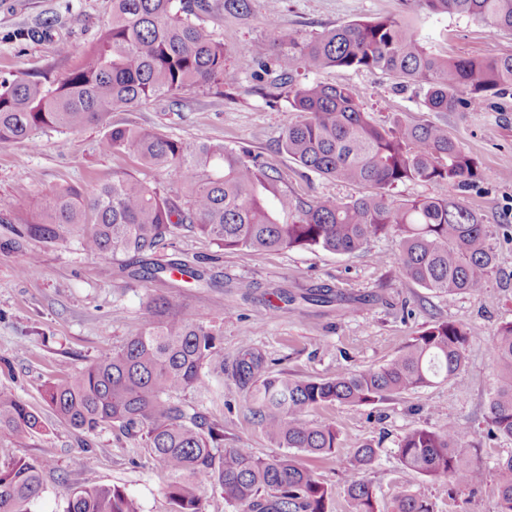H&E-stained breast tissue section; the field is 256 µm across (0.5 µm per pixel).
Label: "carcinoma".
Here are the masks:
<instances>
[{"label":"carcinoma","mask_w":512,"mask_h":512,"mask_svg":"<svg viewBox=\"0 0 512 512\" xmlns=\"http://www.w3.org/2000/svg\"><path fill=\"white\" fill-rule=\"evenodd\" d=\"M432 14L471 16L493 33H512V0H412ZM192 0H112V19L79 63L61 78L21 73L0 80V144L31 141L44 129L78 131L106 121L116 108L152 98L219 88L237 80L226 68L224 43L192 20ZM263 23L270 42L283 47L276 65L294 112L280 140L281 152L301 168L339 183L370 188L358 197L304 196L288 191L273 167L244 147L187 144L152 129L114 126L100 142L106 153L133 154L148 167L173 175L187 190L183 202L156 185L112 176L91 193L75 187L53 191L36 220L10 218L20 236L55 242L81 232L82 248L112 261L153 251L180 226L226 250L252 252L318 249L351 254L371 240L392 236L402 275L439 293H475L495 267V230L459 197L400 200L406 181L448 183L465 191L478 176L477 162L435 122L411 123L394 115L381 125L357 93L342 84L301 82L300 72L354 68L381 72L425 89L430 112L475 109L490 97L512 95V54L438 56L403 18L357 20L308 39L282 30L275 14ZM198 273L180 263L142 261L138 274L153 279ZM152 319L124 345L76 376L50 382L45 400L72 428L104 423L144 440L173 481L167 496L174 512H204L209 485L224 490L243 512H326L328 489L300 457L339 447L336 428L305 419L315 407L383 403L459 375L471 328L441 321L419 332L389 363L366 371H341L326 379L293 380L269 372L249 344L242 345L235 374L252 382L251 398L263 435L288 453L261 458L247 448H217L219 428L171 401L216 362V330L188 319L166 298L150 302ZM497 386L488 402L492 434L512 440V321L494 335ZM41 430L40 417L15 395L0 390V445ZM468 440L454 422L415 429L397 445L402 465L430 479L449 477L476 487L486 473L464 460ZM378 448L359 445L347 462V496L353 512H376L364 473ZM48 456L0 462V512H31L44 489ZM497 512H512V454L496 463ZM66 512H138L136 502L112 486H73ZM392 512H430L426 501L402 494Z\"/></svg>","instance_id":"1"}]
</instances>
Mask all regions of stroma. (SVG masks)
<instances>
[{"label": "stroma", "instance_id": "35a3bbf8", "mask_svg": "<svg viewBox=\"0 0 512 512\" xmlns=\"http://www.w3.org/2000/svg\"><path fill=\"white\" fill-rule=\"evenodd\" d=\"M270 12L284 30L303 39L352 20L391 16L409 19L421 41L441 56L512 53V34L491 33L465 15L416 13L409 0H251L246 15L225 11L224 0H203L195 20L224 43L237 83L116 109L110 123L149 127L190 144L249 148L284 174L289 190L302 195H362L360 186L314 173L301 177L299 166L279 152L292 112L286 98L269 94L278 76L272 60L279 52L262 23ZM111 15L112 0H0V75L63 77ZM305 78L352 86L379 123L399 113L412 122L444 124L477 160L479 178L464 200L496 231L497 265L486 287L475 294L421 288L401 276L397 246L389 237L353 254L305 248L258 253L227 250L183 228L168 236L153 258L195 268L201 281L187 283L166 273L142 280L134 275L139 257L102 261L85 252L74 235L54 243L21 238L6 218L33 216L54 190L74 186L90 192L116 173L177 197L181 189L172 176L144 167L133 155L103 152L107 125L102 124L79 131L45 129L34 142L0 145V388L14 392L43 421L40 434L0 447V461L51 453L53 467L32 512H66L65 491L71 485L118 486L140 512H173L166 495L173 477L143 440L110 424L90 433L76 431L42 396L48 380L77 375L137 334L151 318V300L159 296L188 318L211 321L224 358L223 373L206 370L201 383L175 393L174 401L218 425L225 446L262 458L283 450L261 434L250 388L232 375L243 343H250L272 373L306 380L385 364L413 336L440 321L473 328L457 377L375 406L335 403L310 410L307 420L335 425L339 449L305 463L330 492L327 512H352L347 461L365 442L379 448L365 473L378 512H389L401 494L424 499L431 512H497L494 466L512 454V440L489 434L487 414L496 383L494 333L512 321V96L474 111L437 113L425 108L419 86L381 72L327 70ZM33 252L40 260L30 267L26 260ZM448 420L467 435V459L486 472L478 487L421 476L405 469L397 456L406 433Z\"/></svg>", "mask_w": 512, "mask_h": 512}]
</instances>
